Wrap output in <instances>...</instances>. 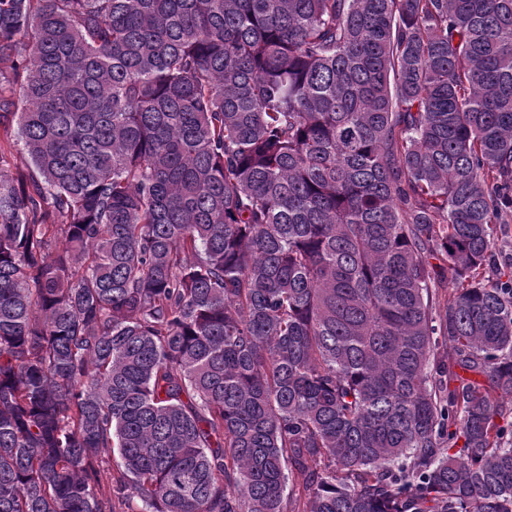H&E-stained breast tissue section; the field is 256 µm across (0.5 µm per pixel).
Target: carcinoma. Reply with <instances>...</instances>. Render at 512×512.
Returning a JSON list of instances; mask_svg holds the SVG:
<instances>
[{"label": "carcinoma", "instance_id": "cac0c4a2", "mask_svg": "<svg viewBox=\"0 0 512 512\" xmlns=\"http://www.w3.org/2000/svg\"><path fill=\"white\" fill-rule=\"evenodd\" d=\"M15 116L0 512H512V0H0ZM17 117L13 118V121L10 124V128L8 131V138L10 143V148H8L11 151V154L7 153V162L6 166H4L6 169L12 172L13 175L18 174V172H23L24 174H27V170L23 167L21 164V156L23 154V146L22 143L19 142L15 137V132L17 129ZM16 166L19 167V169H16ZM494 264L506 280L512 272V223L498 225V242L494 255ZM497 273V274H498ZM431 263L439 267L440 276L436 286V292L440 301L439 311L443 310V306L448 299V294L452 293L454 288H457L458 283L453 270L448 266V259L444 256L438 255L432 258Z\"/></svg>", "mask_w": 512, "mask_h": 512}]
</instances>
